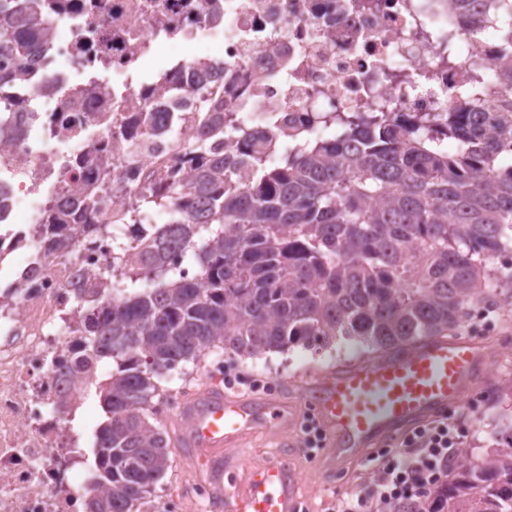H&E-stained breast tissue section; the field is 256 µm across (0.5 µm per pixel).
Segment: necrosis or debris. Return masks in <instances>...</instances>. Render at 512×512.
Listing matches in <instances>:
<instances>
[{"label": "necrosis or debris", "instance_id": "1", "mask_svg": "<svg viewBox=\"0 0 512 512\" xmlns=\"http://www.w3.org/2000/svg\"><path fill=\"white\" fill-rule=\"evenodd\" d=\"M48 28L29 73L0 81V512H87L96 469L76 417L105 375L83 357L88 323L110 297L93 285L117 244L149 224L121 217L151 184L189 174V157L148 134L140 114L192 141L197 72L268 161L266 131L313 139L316 112L437 118L477 87L485 108L512 98L494 64L512 59L500 0L465 23L452 0H35ZM203 41L218 57L188 55ZM112 161L104 178L100 159ZM107 185L94 221L70 219L68 251L43 224L76 193Z\"/></svg>", "mask_w": 512, "mask_h": 512}]
</instances>
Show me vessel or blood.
<instances>
[{
	"mask_svg": "<svg viewBox=\"0 0 512 512\" xmlns=\"http://www.w3.org/2000/svg\"><path fill=\"white\" fill-rule=\"evenodd\" d=\"M487 366L483 347L469 338L427 339L410 351L337 367L308 385L306 399L341 465L444 416L461 404ZM286 408L280 398H243L218 386L181 403L180 413L189 424L186 447L199 449L198 460L215 484L227 478L233 482L232 491L218 499V512H296L298 483L288 457L297 443L264 464L229 476L221 464L228 449L241 447L251 434L282 428Z\"/></svg>",
	"mask_w": 512,
	"mask_h": 512,
	"instance_id": "vessel-or-blood-1",
	"label": "vessel or blood"
}]
</instances>
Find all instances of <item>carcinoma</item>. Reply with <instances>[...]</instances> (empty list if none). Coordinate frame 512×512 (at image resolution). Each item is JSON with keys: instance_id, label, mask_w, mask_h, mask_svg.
Segmentation results:
<instances>
[{"instance_id": "obj_1", "label": "carcinoma", "mask_w": 512, "mask_h": 512, "mask_svg": "<svg viewBox=\"0 0 512 512\" xmlns=\"http://www.w3.org/2000/svg\"><path fill=\"white\" fill-rule=\"evenodd\" d=\"M33 0H0V55L24 73L43 35ZM321 133L280 146L272 165L243 141L224 156L202 112L190 177L148 188L126 216L170 219L126 255L131 273L89 325L87 360L112 357L96 384L106 414L97 430L91 512H135L171 466L166 431L151 420L161 382L203 354L248 357L344 338L385 354L448 335L469 308L512 286V101L495 113L476 100L437 123L399 125L382 112H322ZM247 167L253 181L242 182ZM83 214L104 190L77 198ZM180 248L197 272L166 264ZM450 481L383 512H448L480 493L512 512V442L480 460L460 449Z\"/></svg>"}]
</instances>
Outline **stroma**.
<instances>
[{
  "label": "stroma",
  "mask_w": 512,
  "mask_h": 512,
  "mask_svg": "<svg viewBox=\"0 0 512 512\" xmlns=\"http://www.w3.org/2000/svg\"><path fill=\"white\" fill-rule=\"evenodd\" d=\"M481 310V317H468L455 330L456 335L485 345L491 357L488 369L476 381L474 393L455 410L463 419L461 445L476 459L512 439V433L504 428L505 423L512 421V366H505L501 361L502 352L512 350V302L503 296L482 304ZM368 358V352L360 346L343 343L319 353L295 346L283 353L224 361L232 374L242 377V384L233 387L234 392L241 395L259 393L255 382L259 375L270 379V393L274 396L278 395L282 380L288 378L295 382L286 396L292 411L291 427L283 432L248 438L233 454L240 458L243 466L251 467L270 456L274 448L288 442L299 443L297 454L288 460L300 486L298 512H332L334 500L354 499L368 493L379 468L387 460L386 449L378 448L373 457L347 463L338 470L331 465L327 449H310L301 444L299 425L310 415L302 399V387L308 383L310 375L324 374L338 365ZM164 425L170 440L172 465L157 483L153 497L160 501L166 493L177 492L183 500L184 512H200L194 487L199 479L208 477L209 472L191 458L189 449L182 447L181 435L186 424L180 414L165 419Z\"/></svg>",
  "instance_id": "1"
}]
</instances>
